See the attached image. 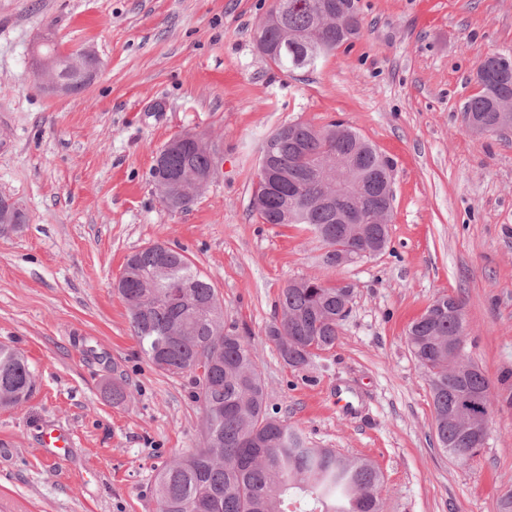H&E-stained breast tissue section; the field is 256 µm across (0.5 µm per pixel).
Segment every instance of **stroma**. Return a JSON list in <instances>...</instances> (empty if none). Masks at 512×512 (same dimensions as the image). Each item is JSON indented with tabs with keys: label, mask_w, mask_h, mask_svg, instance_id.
Segmentation results:
<instances>
[{
	"label": "stroma",
	"mask_w": 512,
	"mask_h": 512,
	"mask_svg": "<svg viewBox=\"0 0 512 512\" xmlns=\"http://www.w3.org/2000/svg\"><path fill=\"white\" fill-rule=\"evenodd\" d=\"M272 0H0V196L26 222L0 235V344L36 386L0 407V512H159L156 473L200 448L188 376L156 368L114 288L127 258L184 249L213 282L226 327L251 345L267 402L317 448L380 469L384 512H504L512 492V130L466 131L479 63L512 56V0H360L359 39L284 74L254 30ZM94 49L97 78L45 93L40 34ZM340 120L394 164L389 244L335 271L354 287L334 348L284 364L265 335L289 284L321 272L322 242L251 207L262 141ZM187 132L218 174L167 209L156 152ZM462 298L467 351L490 382L488 438L464 463L439 448L409 325ZM125 391L112 399L113 386ZM63 433L68 448L46 447Z\"/></svg>",
	"instance_id": "stroma-1"
}]
</instances>
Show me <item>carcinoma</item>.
<instances>
[{"mask_svg": "<svg viewBox=\"0 0 512 512\" xmlns=\"http://www.w3.org/2000/svg\"><path fill=\"white\" fill-rule=\"evenodd\" d=\"M323 0H275L292 48L267 59L280 71L310 70L329 53L358 37L361 13L322 29ZM480 90L465 101L467 130L503 131L512 114V65L501 55L478 67ZM280 175L276 186L263 185L258 169L252 207L264 224H303L324 244L326 270L340 267L364 245L385 249L388 226L342 224L341 205L325 202L328 172L349 165L346 177L376 188L392 182V162L357 131L341 121L322 126L295 122L268 135ZM167 169L186 180L209 177L213 157L186 143L172 152ZM168 268L169 286L185 292L190 307L163 300L150 287L157 268ZM117 290L128 306L141 352L157 368L192 376L194 399L203 413V446L164 466L153 492L159 512H383L381 475L366 458H350L332 448H314L299 430L275 416L267 403L266 383L253 351L234 329L224 327L216 289L194 270L181 252L153 243L132 254ZM354 289L333 284L320 272L283 289L266 336L287 366H308L320 351L336 345L349 315ZM433 316L421 315L408 329L411 352L427 372L439 447L458 461L480 450L470 428L489 415V382L466 350L464 302L436 298ZM35 379L25 355L0 345V406H14L33 392Z\"/></svg>", "mask_w": 512, "mask_h": 512, "instance_id": "carcinoma-1", "label": "carcinoma"}]
</instances>
